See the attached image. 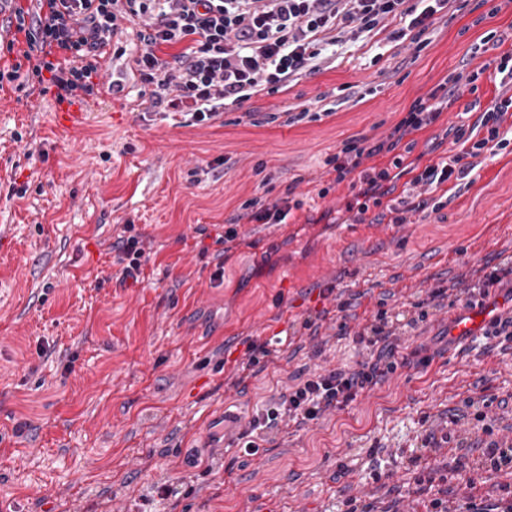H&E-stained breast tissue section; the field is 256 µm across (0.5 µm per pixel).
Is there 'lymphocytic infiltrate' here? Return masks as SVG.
I'll return each mask as SVG.
<instances>
[{"label": "lymphocytic infiltrate", "mask_w": 512, "mask_h": 512, "mask_svg": "<svg viewBox=\"0 0 512 512\" xmlns=\"http://www.w3.org/2000/svg\"><path fill=\"white\" fill-rule=\"evenodd\" d=\"M448 0H0V89L24 81L30 92L54 93L58 103H82L99 96L108 53L122 54L114 37L132 30L139 43L134 58L141 84L149 86V103L161 112H178L196 123L210 121L224 110L253 96L287 89L292 78L319 59L346 45L366 43L381 30L389 41H407L416 49ZM173 48L163 58L161 47ZM498 94L474 125L448 130L456 146L446 158L425 165L413 175V186L439 188L464 179L479 158L512 150V52L500 55L494 67ZM481 69L460 67L417 98L389 134L343 143L325 164L336 182L357 175L359 189L348 211L365 222L378 208L392 224H405L410 214L426 208L441 210V200L383 205L395 188L396 173H410L406 152L415 133L432 125L452 108L462 92L476 93ZM387 155L385 167L372 158ZM445 289H434L416 303V314L402 320L378 310L353 336L367 356L355 368L329 370L298 379L286 393L253 416L247 428L228 441L244 455H256L283 420L306 425L331 409H341L397 369L410 366L419 349L402 352L401 340L443 300ZM489 401L466 399L464 406L482 422L483 440L477 456L455 458L457 474L482 470L488 475L512 474V443L494 439L484 412ZM497 502L468 499L450 507L447 490L421 500V512H512V486L502 485Z\"/></svg>", "instance_id": "f902f5d3"}]
</instances>
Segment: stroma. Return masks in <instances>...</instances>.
Wrapping results in <instances>:
<instances>
[{"instance_id":"1","label":"stroma","mask_w":512,"mask_h":512,"mask_svg":"<svg viewBox=\"0 0 512 512\" xmlns=\"http://www.w3.org/2000/svg\"><path fill=\"white\" fill-rule=\"evenodd\" d=\"M491 30L505 33L501 48H481ZM426 39L418 52L390 43L379 59L354 45L200 124L148 109L134 80L83 105L71 128L54 95L0 91V512H131L156 482L181 477L157 512H340L349 497L381 512L377 473L415 512L408 460L427 429L447 428L431 463L448 471L483 423L512 437V342L449 343L445 303L408 340L434 349L429 363L283 427L257 455L223 449L225 415L248 422L290 377L365 358L341 325L353 332L379 305L398 313L432 289L466 287L512 255V154L443 185L444 208L408 224L356 223L351 180L332 184L324 167L343 142L387 135L462 61L484 70L463 101L489 106V64L512 51V0H449ZM305 109L316 119L289 122ZM474 119L442 112L408 162L447 156L448 128ZM287 193L302 203L287 223L242 218L247 200ZM234 217L227 250L217 238ZM127 224L145 245L135 282L115 246ZM292 278L302 290L289 291ZM317 311L313 336L302 323ZM253 340L273 341L278 365L235 385ZM479 396L492 401L483 423L462 415ZM473 479L470 491L449 476L451 504L470 493L493 502L512 482Z\"/></svg>"}]
</instances>
